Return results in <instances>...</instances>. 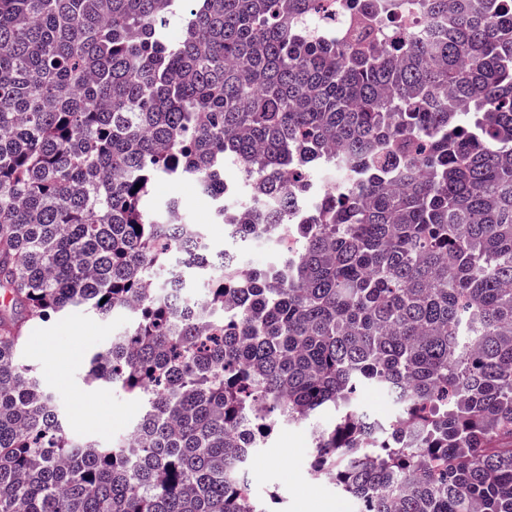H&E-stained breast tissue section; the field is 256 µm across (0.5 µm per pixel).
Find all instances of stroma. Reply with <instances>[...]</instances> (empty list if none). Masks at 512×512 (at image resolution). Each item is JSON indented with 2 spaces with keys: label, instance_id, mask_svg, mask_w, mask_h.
<instances>
[{
  "label": "stroma",
  "instance_id": "1",
  "mask_svg": "<svg viewBox=\"0 0 512 512\" xmlns=\"http://www.w3.org/2000/svg\"><path fill=\"white\" fill-rule=\"evenodd\" d=\"M173 199L179 201L185 220L200 226L211 253L222 251L224 226L215 220L213 203L198 184L158 180L147 205L159 211ZM128 323L121 310L103 318L77 309L29 330L22 360L36 369L53 395L72 438H91L108 446L122 439L140 418V402L119 389L90 387L84 382L91 356L106 349ZM334 420V411L326 410L315 420L279 426L248 464L253 498L274 512H358L354 499L342 495L333 481L315 478L311 471L315 431Z\"/></svg>",
  "mask_w": 512,
  "mask_h": 512
}]
</instances>
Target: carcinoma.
Listing matches in <instances>:
<instances>
[{
	"instance_id": "carcinoma-1",
	"label": "carcinoma",
	"mask_w": 512,
	"mask_h": 512,
	"mask_svg": "<svg viewBox=\"0 0 512 512\" xmlns=\"http://www.w3.org/2000/svg\"><path fill=\"white\" fill-rule=\"evenodd\" d=\"M323 2L0 0V512H268L249 458L330 408L312 472L368 512H512V0H422L448 27L397 45L382 0L316 35ZM158 178L298 247L244 274L146 207ZM79 307L130 318L85 375L145 409L111 447L18 357ZM361 409L374 421L386 423L397 412V406L392 398L383 390L375 387H365L359 395Z\"/></svg>"
}]
</instances>
